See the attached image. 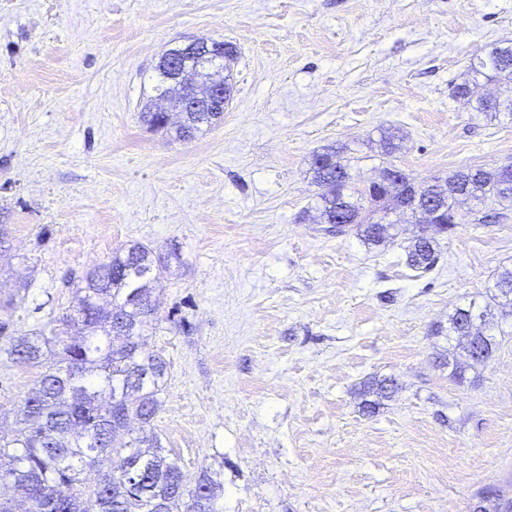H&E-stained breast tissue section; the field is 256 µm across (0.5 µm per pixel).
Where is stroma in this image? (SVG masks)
I'll list each match as a JSON object with an SVG mask.
<instances>
[{"label": "stroma", "instance_id": "stroma-1", "mask_svg": "<svg viewBox=\"0 0 512 512\" xmlns=\"http://www.w3.org/2000/svg\"><path fill=\"white\" fill-rule=\"evenodd\" d=\"M193 37L236 46L234 89L221 124L172 141L141 112L160 56ZM496 45H512V0H0L14 329L49 326L73 304L68 277L141 243L166 263L154 428L188 485L222 469L218 512H468L487 488L512 500V305L493 288L512 269V209L465 215L423 273L405 263L417 225L368 247L306 215L311 158L329 145L362 180L512 163V117L450 97ZM472 303L499 336L459 381L448 319Z\"/></svg>", "mask_w": 512, "mask_h": 512}]
</instances>
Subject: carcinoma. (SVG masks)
Returning <instances> with one entry per match:
<instances>
[{
    "label": "carcinoma",
    "instance_id": "carcinoma-1",
    "mask_svg": "<svg viewBox=\"0 0 512 512\" xmlns=\"http://www.w3.org/2000/svg\"><path fill=\"white\" fill-rule=\"evenodd\" d=\"M489 72L512 79L511 45L471 60L452 96L487 117L504 110L512 116V100L503 107L483 93L480 78ZM203 123L202 113L187 112L184 123L167 134L180 140L201 131ZM351 170V158L333 146L313 155L312 180L321 188L315 209L321 223L348 224L365 244L379 246L386 242L385 230L366 218L365 193ZM439 182L431 187L447 191L449 213L467 202L512 207V168L495 173L469 168L449 175L442 186ZM437 262L431 236L414 241L406 254L414 270L429 271ZM162 269L163 262L153 261V251L140 243L119 248L107 262L71 278L75 305L53 335L30 332L0 344V362L41 369L15 412L19 429H0V459L9 461L8 468H0V485L11 486L28 503L25 512H216L214 490L224 486L223 473L205 470L188 487L153 431L167 363L149 348L147 331L158 304L153 282ZM478 317L473 303L450 317L459 349L452 360L455 377L485 364L495 352L490 326H477L471 339L458 330ZM118 318L141 327L127 349L115 344ZM132 418L141 433L127 429ZM114 454L119 465L101 472L99 464Z\"/></svg>",
    "mask_w": 512,
    "mask_h": 512
}]
</instances>
